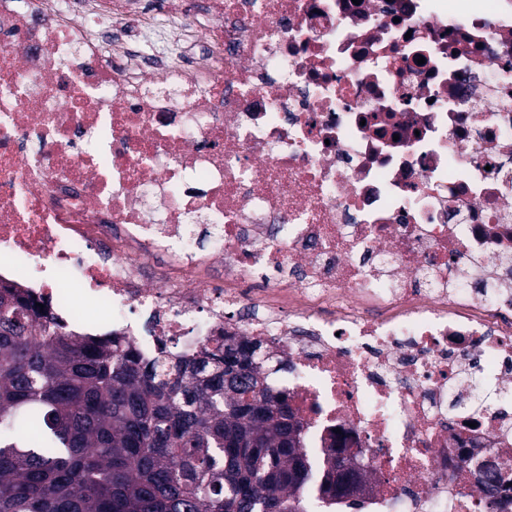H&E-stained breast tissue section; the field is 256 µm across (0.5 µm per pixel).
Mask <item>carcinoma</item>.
<instances>
[{
    "mask_svg": "<svg viewBox=\"0 0 512 512\" xmlns=\"http://www.w3.org/2000/svg\"><path fill=\"white\" fill-rule=\"evenodd\" d=\"M257 343L141 360L112 334L66 329L0 287V512H310L365 480L314 462Z\"/></svg>",
    "mask_w": 512,
    "mask_h": 512,
    "instance_id": "carcinoma-1",
    "label": "carcinoma"
}]
</instances>
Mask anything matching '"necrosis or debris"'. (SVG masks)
<instances>
[{
	"label": "necrosis or debris",
	"mask_w": 512,
	"mask_h": 512,
	"mask_svg": "<svg viewBox=\"0 0 512 512\" xmlns=\"http://www.w3.org/2000/svg\"><path fill=\"white\" fill-rule=\"evenodd\" d=\"M285 363L361 512H512V0H0V285Z\"/></svg>",
	"instance_id": "4bbe7bcc"
}]
</instances>
